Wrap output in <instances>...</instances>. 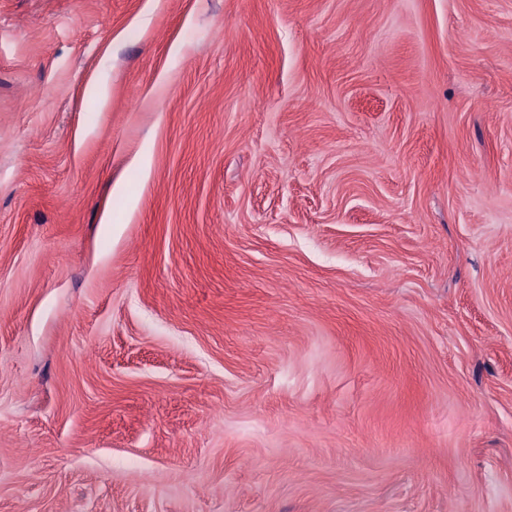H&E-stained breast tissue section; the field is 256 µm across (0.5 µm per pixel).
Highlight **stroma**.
<instances>
[{"label": "stroma", "mask_w": 512, "mask_h": 512, "mask_svg": "<svg viewBox=\"0 0 512 512\" xmlns=\"http://www.w3.org/2000/svg\"><path fill=\"white\" fill-rule=\"evenodd\" d=\"M0 512H512V0H0Z\"/></svg>", "instance_id": "obj_1"}]
</instances>
